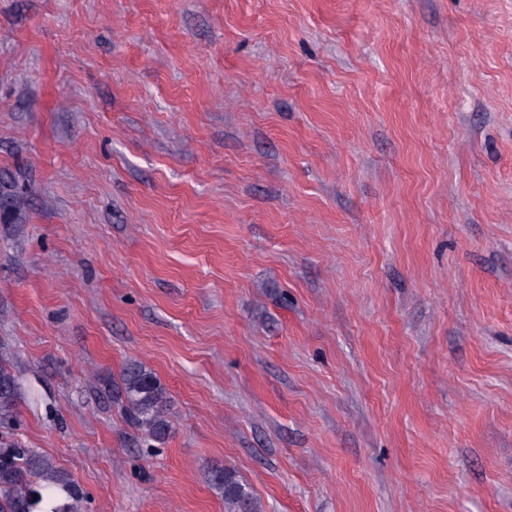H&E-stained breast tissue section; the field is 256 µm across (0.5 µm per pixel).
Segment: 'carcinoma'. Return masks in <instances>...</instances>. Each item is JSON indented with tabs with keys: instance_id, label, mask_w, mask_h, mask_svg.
Instances as JSON below:
<instances>
[{
	"instance_id": "carcinoma-1",
	"label": "carcinoma",
	"mask_w": 512,
	"mask_h": 512,
	"mask_svg": "<svg viewBox=\"0 0 512 512\" xmlns=\"http://www.w3.org/2000/svg\"><path fill=\"white\" fill-rule=\"evenodd\" d=\"M26 191L17 189L0 207V220L11 221ZM99 391L121 405L126 420L157 443L172 431L168 417L170 396L158 377L138 362L126 364L119 379H104ZM22 400L19 376L0 362V420L13 418ZM210 488L224 500V512H261L259 500L237 473L213 466ZM86 494L70 474L35 448L0 446V512H81Z\"/></svg>"
}]
</instances>
